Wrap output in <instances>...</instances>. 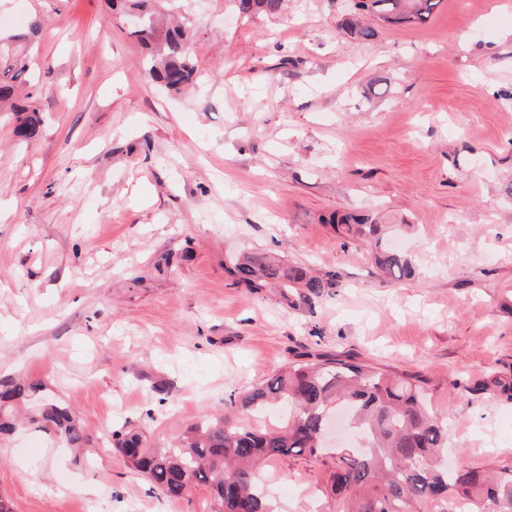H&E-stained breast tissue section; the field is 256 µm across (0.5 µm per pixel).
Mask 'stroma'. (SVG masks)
Listing matches in <instances>:
<instances>
[{
	"label": "stroma",
	"mask_w": 512,
	"mask_h": 512,
	"mask_svg": "<svg viewBox=\"0 0 512 512\" xmlns=\"http://www.w3.org/2000/svg\"><path fill=\"white\" fill-rule=\"evenodd\" d=\"M193 34L197 84L167 94L110 0H0V31L42 28L35 138L0 112V377L41 381L89 443L0 439L14 512H210L171 500L112 447L155 446L304 354L425 380L451 461L512 466V0H443L422 26L342 30L343 0H162ZM399 225V282L324 219ZM336 272L307 301L233 285L245 253ZM165 382L160 400L152 385ZM332 454L264 468L280 512H332ZM240 14L256 13L276 14L282 7L283 0H236Z\"/></svg>",
	"instance_id": "obj_1"
}]
</instances>
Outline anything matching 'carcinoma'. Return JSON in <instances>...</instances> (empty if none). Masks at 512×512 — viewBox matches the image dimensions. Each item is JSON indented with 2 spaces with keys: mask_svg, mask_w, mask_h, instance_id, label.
<instances>
[{
  "mask_svg": "<svg viewBox=\"0 0 512 512\" xmlns=\"http://www.w3.org/2000/svg\"><path fill=\"white\" fill-rule=\"evenodd\" d=\"M129 34L148 50L149 78L168 92L178 93L197 81L191 55V32L181 25L162 29L148 0H128ZM239 13L276 14L283 0H236ZM442 0H354L341 26L356 39H375L377 29L360 19L377 16L387 25L427 23ZM26 36L0 37V103L15 88L31 83V60L17 43ZM28 102L11 104L25 112L17 126L24 138L39 131L38 108ZM344 236L371 251L376 264L403 281L415 276L411 259L388 242L389 225L368 214H335L329 218ZM233 284L252 291L275 286L313 300L333 295L336 274H314L264 254L247 255L227 267ZM512 402V379L493 377L490 385ZM224 414L188 427L171 448H153L141 430L112 432V445L127 466L149 480L164 496L181 500L199 483L211 487V512H277L273 496L260 475L262 463L277 457L322 454L324 422L337 411L349 417L360 441L356 450L336 449L331 490L334 512H452L460 499L471 512H512V466L493 472L455 468L443 462L448 447V421L438 416L428 390L411 374L396 376L379 367L330 355L288 363L264 385L229 395ZM277 410L281 425L260 430L232 420L231 413ZM29 424L62 436L81 448L86 437L69 406L50 396L46 387L24 378H0V436Z\"/></svg>",
  "mask_w": 512,
  "mask_h": 512,
  "instance_id": "carcinoma-1",
  "label": "carcinoma"
}]
</instances>
